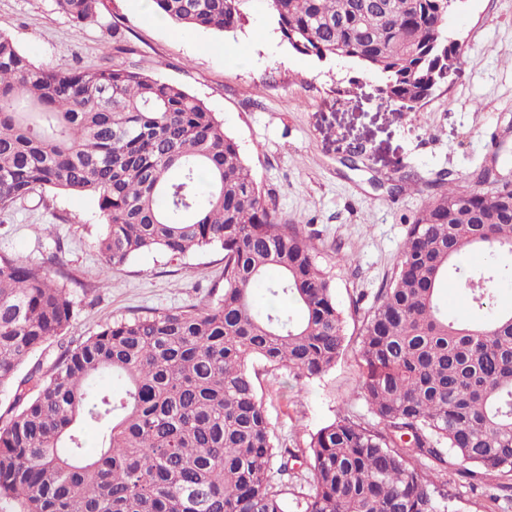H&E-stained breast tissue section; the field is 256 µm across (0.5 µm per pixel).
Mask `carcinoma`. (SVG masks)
Returning <instances> with one entry per match:
<instances>
[{
  "mask_svg": "<svg viewBox=\"0 0 512 512\" xmlns=\"http://www.w3.org/2000/svg\"><path fill=\"white\" fill-rule=\"evenodd\" d=\"M77 26L104 0H55ZM190 29L242 26L243 0H152ZM465 0H269L283 40L383 78L414 112L462 72L446 32ZM92 195L106 271L146 250L181 258L224 250L215 305L120 319L61 350L45 371L20 367L74 318L65 280L0 255V498L18 512H286L272 472L278 448L254 362L323 377L346 337L332 279L298 224L274 205L237 142L181 86L135 65L37 66L0 33V208L36 189ZM490 267L465 281L473 309L491 305L512 257V183L491 196L455 179L416 214L389 282L367 311L358 358L376 424L338 418L310 435L303 512H455L448 467L469 479L512 473V310L479 319L441 310L438 290L463 256ZM279 277L267 280L270 271ZM265 285L293 308H260ZM118 378L120 394L101 380ZM98 430L87 450L82 427Z\"/></svg>",
  "mask_w": 512,
  "mask_h": 512,
  "instance_id": "cac0c4a2",
  "label": "carcinoma"
}]
</instances>
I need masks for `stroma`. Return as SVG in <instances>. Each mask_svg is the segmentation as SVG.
Wrapping results in <instances>:
<instances>
[{"instance_id":"1","label":"stroma","mask_w":512,"mask_h":512,"mask_svg":"<svg viewBox=\"0 0 512 512\" xmlns=\"http://www.w3.org/2000/svg\"><path fill=\"white\" fill-rule=\"evenodd\" d=\"M246 23L233 32L160 24L138 0H104L98 22L76 27L55 0H0V32L38 66L60 69L136 64L181 85L224 122L281 223L312 236L317 262L334 279L348 346L322 378L256 364L257 387L276 444L305 447L334 419L369 418L359 394L361 314L396 266L415 215L435 193L438 172L465 189L493 193L475 173L496 164L512 173V0H465L448 20L464 43L459 77L405 112L380 91L376 73L342 59L318 60L282 40L268 0H244ZM124 35L117 51L113 28ZM417 186L400 189L404 175ZM94 198L39 190L0 209V254L66 271L76 316L35 360L49 367L115 319L215 303L224 292L220 247L179 259L144 251L105 271ZM457 512H512V474L469 481L449 473Z\"/></svg>"}]
</instances>
